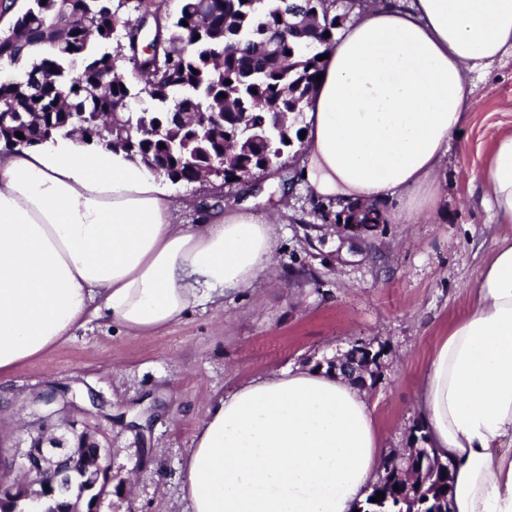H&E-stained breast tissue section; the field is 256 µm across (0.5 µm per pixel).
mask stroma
<instances>
[{
    "mask_svg": "<svg viewBox=\"0 0 512 512\" xmlns=\"http://www.w3.org/2000/svg\"><path fill=\"white\" fill-rule=\"evenodd\" d=\"M475 102L448 147L440 213L380 224L358 248L331 227L287 161L290 186L237 196L219 184L178 183L182 199L207 195L246 205L276 227L274 271L223 307L191 313L148 334L92 322L44 357L0 382V455L10 454L30 421L32 393L48 385L96 391L105 414L82 421L112 445L110 492L99 512H187L181 463L213 399L249 380L345 352L357 340L383 352L366 396L386 451L405 452L417 420L415 398L428 356L470 290L497 240L507 234L471 184L494 140L512 132V56L472 75Z\"/></svg>",
    "mask_w": 512,
    "mask_h": 512,
    "instance_id": "35a3bbf8",
    "label": "stroma"
}]
</instances>
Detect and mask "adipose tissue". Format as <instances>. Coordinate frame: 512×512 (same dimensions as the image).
<instances>
[{"label":"adipose tissue","instance_id":"1","mask_svg":"<svg viewBox=\"0 0 512 512\" xmlns=\"http://www.w3.org/2000/svg\"><path fill=\"white\" fill-rule=\"evenodd\" d=\"M512 52V0H373L323 61L298 167L316 200L434 211L469 77ZM473 181L512 228V132ZM173 195L144 165L59 137L0 152V378L91 321L150 333L266 275L278 239L241 207ZM427 445L453 475L451 512H512V239L448 323L419 383ZM182 463L191 512H355L380 471L366 394L327 367L259 377L210 402Z\"/></svg>","mask_w":512,"mask_h":512}]
</instances>
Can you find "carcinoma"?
Wrapping results in <instances>:
<instances>
[{
	"label": "carcinoma",
	"instance_id": "obj_1",
	"mask_svg": "<svg viewBox=\"0 0 512 512\" xmlns=\"http://www.w3.org/2000/svg\"><path fill=\"white\" fill-rule=\"evenodd\" d=\"M129 4L112 2L105 14L97 0H29L0 34V56L25 75L0 84V148L76 132L174 184L195 182L220 157L235 185L248 165L282 171L285 154L303 143L299 124L322 72L317 57L333 45L355 0H180L173 16L164 0H135L136 20L121 23L117 13ZM119 24L124 34L116 41ZM144 40L152 53L137 49ZM129 95L143 103L136 112L120 107ZM216 113L224 129L195 132ZM160 122L163 133L155 129ZM395 459L384 455L361 512L375 510L379 492L383 512H449L448 461L416 456L407 462L409 479Z\"/></svg>",
	"mask_w": 512,
	"mask_h": 512
}]
</instances>
